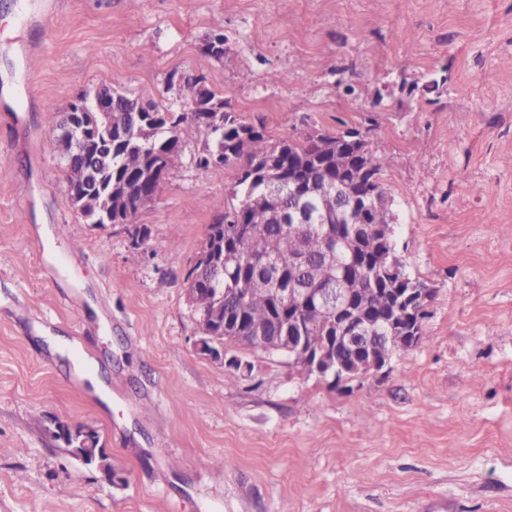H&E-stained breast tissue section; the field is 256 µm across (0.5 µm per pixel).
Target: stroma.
Segmentation results:
<instances>
[{
    "instance_id": "35a3bbf8",
    "label": "stroma",
    "mask_w": 512,
    "mask_h": 512,
    "mask_svg": "<svg viewBox=\"0 0 512 512\" xmlns=\"http://www.w3.org/2000/svg\"><path fill=\"white\" fill-rule=\"evenodd\" d=\"M61 2L0 0V512H512V0ZM174 70L270 141L357 127L385 157L398 254L435 293L384 377L334 389L229 341L233 382L197 352L187 275L233 200L204 135L129 224L72 207L46 105L106 77L169 104ZM59 421L98 432L114 480Z\"/></svg>"
}]
</instances>
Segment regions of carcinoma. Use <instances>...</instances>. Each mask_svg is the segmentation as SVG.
<instances>
[{
    "label": "carcinoma",
    "instance_id": "carcinoma-1",
    "mask_svg": "<svg viewBox=\"0 0 512 512\" xmlns=\"http://www.w3.org/2000/svg\"><path fill=\"white\" fill-rule=\"evenodd\" d=\"M226 38L215 33L208 38L206 55L224 57ZM205 76L187 74L176 89L179 102L193 104L203 94L219 102L221 111L212 113V121L202 127L189 113L172 104L143 102L112 89V113L126 125L112 127V142L101 140V147L90 155V179L109 182L114 175L129 174L133 179L115 191L111 208L122 206L124 213H136L141 195H152L157 182L150 171L157 154L168 157L163 166L172 169L183 152L187 136L203 133L205 149L196 158V166H222L232 172L235 203L224 208V222L211 224L208 234L224 246V267L203 270L196 265L188 273L198 283L195 308L191 310L196 326L218 342L232 340L245 347L267 353H283L288 335V320L299 315L306 342L320 346L325 337L336 335L340 318L305 305L301 295H279L275 287L338 288L327 261L331 239L323 225L346 228L364 224L370 231L361 235L355 246L350 287L355 289V304L365 310L373 328V345L378 352L395 356L410 350L387 338V323L394 316V298L386 289L395 287L410 274L396 253L394 236L384 237L373 227L394 231L396 215L388 204L364 209L360 196L386 197L382 182L385 159L369 154L361 162L351 159L347 136L362 133L347 128L335 135H310L303 142L287 139L271 143L263 128L246 123L237 113L226 110L224 97L212 89L201 90ZM301 175L311 174L317 192L305 200L288 194V166ZM308 213L324 212L321 223L300 224L288 219L298 207ZM298 254L302 261L295 273L288 271V255ZM277 257L275 280L262 263Z\"/></svg>",
    "mask_w": 512,
    "mask_h": 512
}]
</instances>
